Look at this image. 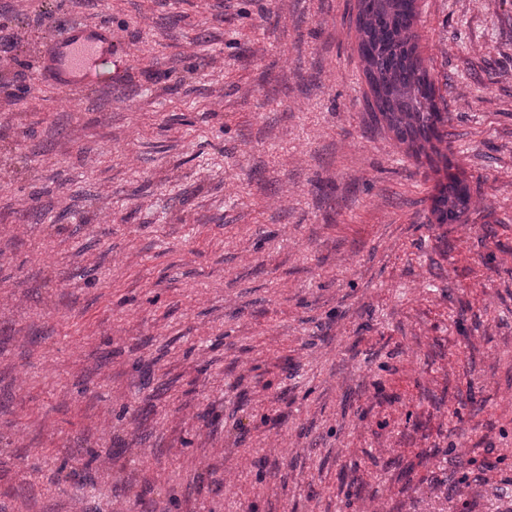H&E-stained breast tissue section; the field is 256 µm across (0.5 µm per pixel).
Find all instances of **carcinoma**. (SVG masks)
<instances>
[{
    "instance_id": "obj_1",
    "label": "carcinoma",
    "mask_w": 512,
    "mask_h": 512,
    "mask_svg": "<svg viewBox=\"0 0 512 512\" xmlns=\"http://www.w3.org/2000/svg\"><path fill=\"white\" fill-rule=\"evenodd\" d=\"M358 52L364 64L375 120L385 123L416 154L448 142L444 99L417 53L415 0H357ZM467 186L453 173L434 199L439 224L463 221Z\"/></svg>"
}]
</instances>
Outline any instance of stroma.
I'll return each instance as SVG.
<instances>
[{"instance_id": "1", "label": "stroma", "mask_w": 512, "mask_h": 512, "mask_svg": "<svg viewBox=\"0 0 512 512\" xmlns=\"http://www.w3.org/2000/svg\"><path fill=\"white\" fill-rule=\"evenodd\" d=\"M355 4L0 0V512L512 507V0H416L460 224ZM112 59V35L101 27L76 26L46 50L43 80L71 90L85 87L96 65ZM445 168H448V184L434 199L433 211L439 224L461 223L467 210L468 189L455 174L449 172L448 158H445Z\"/></svg>"}]
</instances>
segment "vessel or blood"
I'll return each mask as SVG.
<instances>
[{"instance_id":"b4317fda","label":"vessel or blood","mask_w":512,"mask_h":512,"mask_svg":"<svg viewBox=\"0 0 512 512\" xmlns=\"http://www.w3.org/2000/svg\"><path fill=\"white\" fill-rule=\"evenodd\" d=\"M112 57V35L101 27L76 26L45 53L42 77L48 84L77 90L87 85L96 65Z\"/></svg>"}]
</instances>
